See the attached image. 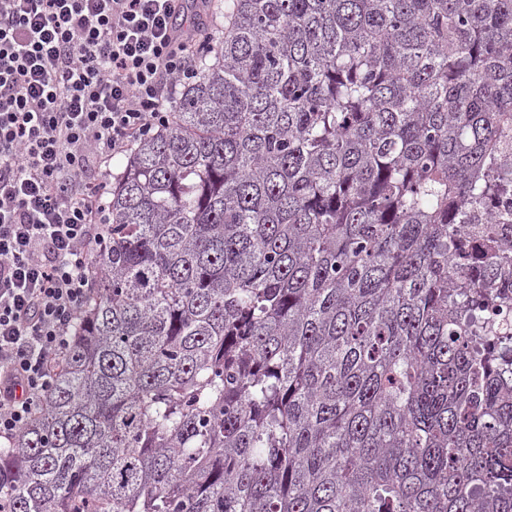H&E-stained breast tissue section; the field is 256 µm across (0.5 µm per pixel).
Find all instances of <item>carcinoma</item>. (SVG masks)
<instances>
[{
  "mask_svg": "<svg viewBox=\"0 0 512 512\" xmlns=\"http://www.w3.org/2000/svg\"><path fill=\"white\" fill-rule=\"evenodd\" d=\"M172 112L6 512H512V0H225ZM466 212L469 224H497L500 238L505 242L512 240V194L497 198L485 206L476 207L468 203Z\"/></svg>",
  "mask_w": 512,
  "mask_h": 512,
  "instance_id": "carcinoma-1",
  "label": "carcinoma"
}]
</instances>
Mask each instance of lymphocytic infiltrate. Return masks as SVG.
<instances>
[{
    "mask_svg": "<svg viewBox=\"0 0 512 512\" xmlns=\"http://www.w3.org/2000/svg\"><path fill=\"white\" fill-rule=\"evenodd\" d=\"M178 0H0V446L32 418L108 231L96 163L169 123L197 75Z\"/></svg>",
    "mask_w": 512,
    "mask_h": 512,
    "instance_id": "lymphocytic-infiltrate-1",
    "label": "lymphocytic infiltrate"
}]
</instances>
